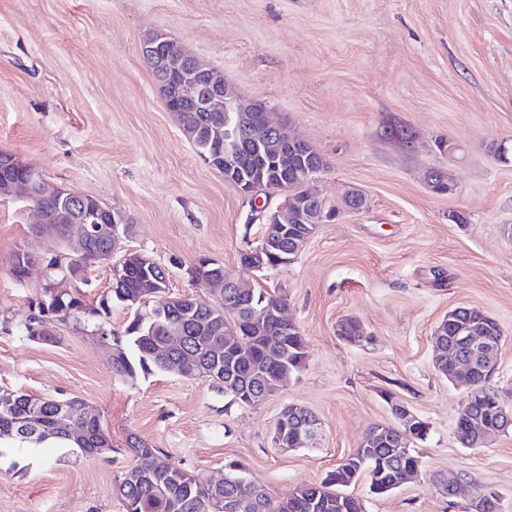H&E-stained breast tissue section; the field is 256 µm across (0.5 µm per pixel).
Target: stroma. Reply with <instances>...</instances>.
Instances as JSON below:
<instances>
[{
	"instance_id": "obj_1",
	"label": "stroma",
	"mask_w": 512,
	"mask_h": 512,
	"mask_svg": "<svg viewBox=\"0 0 512 512\" xmlns=\"http://www.w3.org/2000/svg\"><path fill=\"white\" fill-rule=\"evenodd\" d=\"M153 30L322 155L312 189L339 214L294 262L241 265L265 226L164 106L141 53ZM0 150L133 224L123 250L165 264L169 295L215 301L191 274L202 258L287 295L308 351L302 372L246 406L200 379L117 377L91 325L68 316L53 325L59 344L21 338L53 248L33 234L32 209L0 202V387L82 398L112 439L107 459H1L0 512H123L113 487L133 463V434L208 479L238 462L284 498L392 422L390 396L429 425L415 445L421 470L384 496L359 479L349 491L365 512H473L486 490L512 512V432L481 448L458 442L468 389L435 369L433 339L455 307L493 317L502 339L490 385L512 405V0H0ZM433 170L448 193L429 188ZM350 192L360 210L344 209ZM20 248L37 262L18 282L8 259ZM348 319L361 341L340 336ZM290 404L319 419L317 447L274 446Z\"/></svg>"
}]
</instances>
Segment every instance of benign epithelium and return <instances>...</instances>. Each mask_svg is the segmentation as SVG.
Returning <instances> with one entry per match:
<instances>
[{"mask_svg": "<svg viewBox=\"0 0 512 512\" xmlns=\"http://www.w3.org/2000/svg\"><path fill=\"white\" fill-rule=\"evenodd\" d=\"M143 57L153 73L159 90L164 97L182 105L183 112H222L224 113V149L213 155L209 164L212 168L224 172V182L235 189L247 200H260L262 195L270 196L273 187L264 180L256 179L244 161L243 141L249 138L257 146H262V139L272 138L280 131V126L272 124L268 119L249 130L244 137L241 128L229 122L231 112H252L256 101L236 98L224 82V77L212 69L202 66L194 57L186 54L173 39L163 36L161 42H148L143 46ZM14 168H23L30 173V178L20 180L7 177L6 172ZM65 192L50 185L41 172L23 163L12 153L0 154V198L5 201L30 202L36 198L40 204L34 211L39 217L42 227L40 236L52 240L55 237L54 225L68 224L71 226L68 243L71 250L79 255L84 254V243L89 236L112 240V246H117L119 240L118 222L107 223L100 213H91L87 199L77 193L69 200L61 202ZM53 207L55 224H48L44 219V208ZM260 217L268 224H275L278 233H288V224L293 219L291 214H281L277 210L271 214L267 210L260 212ZM500 337L493 339L487 336H477L472 329H467L463 335L454 337V341L439 343L441 351L448 352V363L452 366L454 376L462 375L467 381H472L475 370L473 360L467 352L478 353L486 358L489 373H494L495 363L492 359L499 348ZM487 402L495 410L497 422L503 429L512 427V406L503 404L494 389H475L469 391L460 416L468 418L477 413V405ZM398 423L385 424L380 427L383 437H404L413 432L421 419L412 414L404 405L394 404Z\"/></svg>", "mask_w": 512, "mask_h": 512, "instance_id": "1", "label": "benign epithelium"}]
</instances>
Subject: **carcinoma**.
Wrapping results in <instances>:
<instances>
[{"mask_svg":"<svg viewBox=\"0 0 512 512\" xmlns=\"http://www.w3.org/2000/svg\"><path fill=\"white\" fill-rule=\"evenodd\" d=\"M178 121L199 157L219 152L224 140L215 130L213 113L181 112ZM312 164L313 160L303 153L290 150L288 158L267 169V182L300 204L293 236L275 240L263 253L267 270L292 263L316 226L336 216L335 209L305 197ZM110 250L112 241L94 238L87 240L86 254L80 262L54 255L47 262L49 279L66 275L80 265L87 273L95 264L94 256ZM137 255L136 251L129 253L130 259L124 261L125 273L118 280L111 279L108 292L96 307L86 304L79 294L59 299L49 289H43L37 314L24 322L19 335L31 341L58 342L56 336L36 335L45 313L58 302L67 306L68 314L87 322L109 314L112 304H122L132 309L122 331L101 326L96 330L98 338L112 346L110 363L114 374L133 377L139 372H168L172 362L178 361L181 376L209 381L244 405H255L274 395L283 387V379L306 366L305 337L299 327L285 325L280 316V311L288 308L284 296L265 288L242 293L229 288L224 285V277L217 274L221 265L200 259L191 273L218 291L215 302H184L167 297L153 304L141 281L147 272H152L159 282L155 295L160 297L168 293L169 269L155 261L147 271L135 262ZM226 293L235 299V308L224 307ZM244 322L248 323L250 334L240 338L234 331ZM462 324L479 325L487 336L498 333L497 321L486 312L477 307H459L448 322L439 324L437 336L446 341L457 334ZM340 335L349 342H358L362 339V326L357 320L348 319L341 324ZM70 425L82 427L83 434L71 436L67 430ZM427 433L428 425L424 423L417 435L396 444L369 433L321 483H302L284 499H275L263 489L242 482L239 465L234 462L228 465L224 482L211 483L134 435L128 441L134 463L115 484L114 493L125 512H364L362 500L346 488L363 475L375 495H386L401 486L408 473L421 468L414 443ZM48 442L54 448L86 457L112 453L107 427L99 414H87L82 399L34 397L0 388V449L34 453Z\"/></svg>","mask_w":512,"mask_h":512,"instance_id":"obj_1","label":"carcinoma"}]
</instances>
